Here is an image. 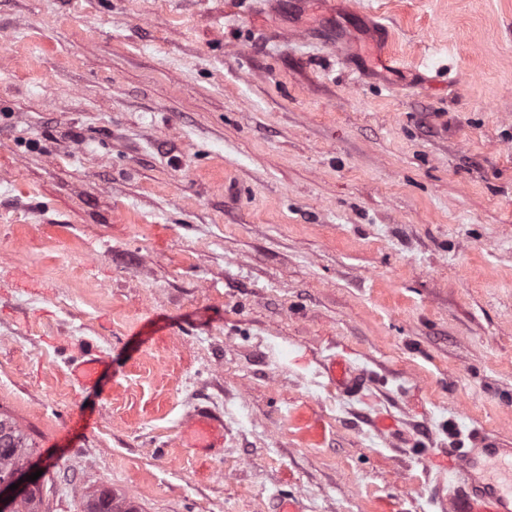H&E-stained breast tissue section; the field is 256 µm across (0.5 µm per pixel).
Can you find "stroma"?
Segmentation results:
<instances>
[{
	"instance_id": "stroma-1",
	"label": "stroma",
	"mask_w": 512,
	"mask_h": 512,
	"mask_svg": "<svg viewBox=\"0 0 512 512\" xmlns=\"http://www.w3.org/2000/svg\"><path fill=\"white\" fill-rule=\"evenodd\" d=\"M0 413L42 512H438L512 448V0H0ZM107 364L101 356L88 354L74 367L73 376L82 384H94ZM323 368L332 384L343 393L351 394L360 388L362 378L343 358H329L323 363ZM221 429V421L206 409L197 410L189 427L190 432L198 437L195 446L201 448H208L222 440ZM510 456L512 448H500L495 434L485 432L476 440V448L450 452V465L456 476V485L448 498V512H511L512 474L508 473V487L484 478L485 462ZM85 512H137L130 504L116 500L111 490H103L88 501Z\"/></svg>"
}]
</instances>
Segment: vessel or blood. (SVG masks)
I'll use <instances>...</instances> for the list:
<instances>
[{
  "label": "vessel or blood",
  "mask_w": 512,
  "mask_h": 512,
  "mask_svg": "<svg viewBox=\"0 0 512 512\" xmlns=\"http://www.w3.org/2000/svg\"><path fill=\"white\" fill-rule=\"evenodd\" d=\"M106 365L104 358L90 354L74 367L73 375L82 384H92ZM323 368L343 393L351 394L360 388V375L344 359L329 358ZM221 429L220 420L204 409L197 410L189 427L201 448L213 446L221 439ZM506 456L512 457V448L500 447L496 435L489 432L477 438L475 447L450 453L456 485L448 496V512H512V484L503 486L484 477L487 460Z\"/></svg>",
  "instance_id": "b4317fda"
}]
</instances>
